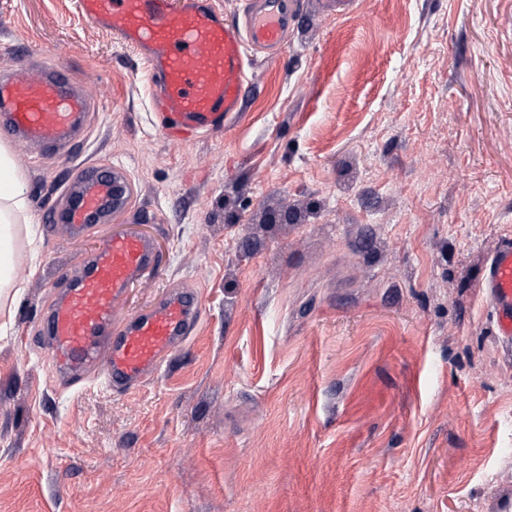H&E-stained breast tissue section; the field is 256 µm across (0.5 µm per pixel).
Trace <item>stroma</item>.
Here are the masks:
<instances>
[{
	"mask_svg": "<svg viewBox=\"0 0 512 512\" xmlns=\"http://www.w3.org/2000/svg\"><path fill=\"white\" fill-rule=\"evenodd\" d=\"M71 64L96 111L24 178L32 239L0 305V512H512V345L481 280L512 239V0L302 5L245 118L165 139L135 55L78 0H0V44ZM129 173L157 271L197 292L136 390L38 345L56 273L123 230L47 234L81 163Z\"/></svg>",
	"mask_w": 512,
	"mask_h": 512,
	"instance_id": "1",
	"label": "stroma"
}]
</instances>
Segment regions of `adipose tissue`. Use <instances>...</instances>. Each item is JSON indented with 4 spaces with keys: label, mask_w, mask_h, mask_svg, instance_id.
I'll return each instance as SVG.
<instances>
[{
    "label": "adipose tissue",
    "mask_w": 512,
    "mask_h": 512,
    "mask_svg": "<svg viewBox=\"0 0 512 512\" xmlns=\"http://www.w3.org/2000/svg\"><path fill=\"white\" fill-rule=\"evenodd\" d=\"M24 182L6 146H0V296L13 285L12 264L18 223L24 219L27 200Z\"/></svg>",
    "instance_id": "1"
}]
</instances>
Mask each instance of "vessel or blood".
Returning <instances> with one entry per match:
<instances>
[{
    "label": "vessel or blood",
    "mask_w": 512,
    "mask_h": 512,
    "mask_svg": "<svg viewBox=\"0 0 512 512\" xmlns=\"http://www.w3.org/2000/svg\"><path fill=\"white\" fill-rule=\"evenodd\" d=\"M92 25L109 32L143 64L150 110L164 133L190 141L239 120L257 53L275 57L288 44L298 0H249L242 16L227 17L214 0H79ZM92 106L69 68L53 63L38 75L22 66L0 69V139L30 143L38 157L72 153L84 141ZM125 168L85 165L65 190L63 207L46 220L85 238L111 218L124 232L105 238L73 271H60L39 329L55 371L77 384L102 370L115 393L156 374L186 341L201 313L200 298L173 289L150 308L128 314L129 286L158 269L154 245L137 226ZM498 336L512 344V241L492 253L481 282Z\"/></svg>",
    "instance_id": "b4317fda"
}]
</instances>
